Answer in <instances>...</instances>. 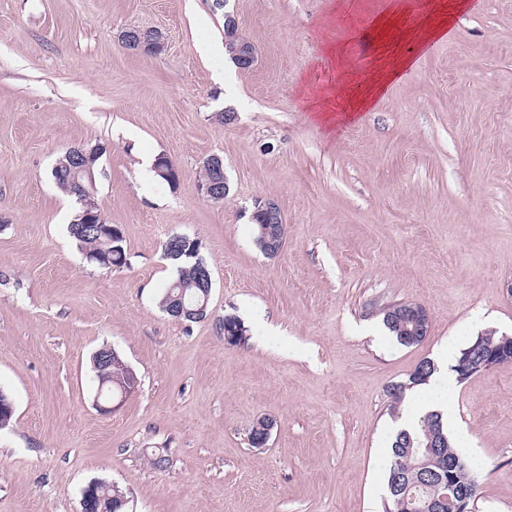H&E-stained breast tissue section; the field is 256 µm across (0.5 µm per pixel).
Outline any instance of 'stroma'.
Wrapping results in <instances>:
<instances>
[{"label": "stroma", "mask_w": 512, "mask_h": 512, "mask_svg": "<svg viewBox=\"0 0 512 512\" xmlns=\"http://www.w3.org/2000/svg\"><path fill=\"white\" fill-rule=\"evenodd\" d=\"M396 2L356 0L345 24L334 0H0V512H80L97 479L132 512H382L392 385L444 343L512 336V0L453 17V0ZM228 14L250 68L224 48ZM445 17L447 40L420 50ZM134 27L165 49H125ZM400 57L411 68L357 120L314 118L323 88H344L328 103L342 110ZM97 143L95 203L127 254L110 270L86 262L78 205L51 177ZM160 154L176 185L144 177ZM214 155L221 201L199 190ZM266 200L286 227L274 256L251 222ZM175 235L211 273L198 322L160 307ZM401 302L430 317L410 347L382 322ZM228 315L246 343H225ZM105 345L138 378L109 414L91 364ZM448 402L473 441V512H512V363ZM262 417L276 425L255 448Z\"/></svg>", "instance_id": "stroma-1"}]
</instances>
